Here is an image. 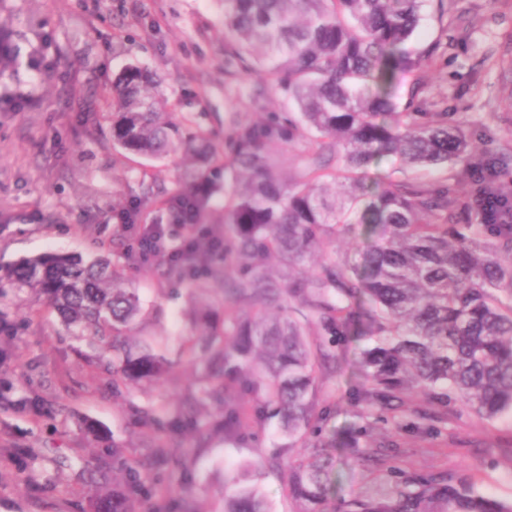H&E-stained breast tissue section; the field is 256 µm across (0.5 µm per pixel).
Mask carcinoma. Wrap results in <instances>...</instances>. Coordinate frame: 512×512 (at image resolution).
Listing matches in <instances>:
<instances>
[{"label": "carcinoma", "instance_id": "1", "mask_svg": "<svg viewBox=\"0 0 512 512\" xmlns=\"http://www.w3.org/2000/svg\"><path fill=\"white\" fill-rule=\"evenodd\" d=\"M422 0H224V54L239 70L262 68L294 100L296 114L253 121L231 142L237 188L224 214L232 250L242 263L229 279L219 252L164 261L166 276L183 281L202 270L197 290L221 294L225 317L194 301L199 335L180 353L196 366L178 398L133 408L153 429L144 458L125 465V486L96 503L98 512H135L140 469L174 462L177 471L157 486L164 498L180 494V512H202L192 468L177 457L185 429L203 451L216 435L233 439L276 411L289 446L306 454L289 465L288 497L300 512H326L336 440L306 445L320 422L319 382L336 374L330 349L346 336L371 342L362 366L368 405L385 407L398 393H416L440 408L453 402L480 419L512 415V202L502 201L497 222L485 212L488 180L471 179L455 191L423 182L392 180L373 200L363 199L370 166L394 156L400 166L462 164L478 154L443 112H397L388 89L397 73L424 58L405 48ZM112 109V148L156 162L182 159L178 187L158 200L147 173L129 204L112 206L115 223L152 220L165 252L177 254L170 224L213 217L215 181L224 155L210 131L173 121L159 81L131 64L105 85ZM316 149L314 165L285 179L273 154L281 142ZM341 150L339 169L323 165ZM368 224L374 240L358 263L326 264L303 275L309 257ZM125 265L97 256L49 252L0 265V295L25 291L49 306L66 331L84 343L80 357L101 366L105 383L121 396L141 382L177 384L174 364L155 350L157 337L132 342L126 332L141 316ZM257 392V405L237 400ZM5 401L36 414L41 396L29 390ZM224 493V512H270L245 468ZM343 512H512V501L479 492L465 475L421 477L404 486L366 492Z\"/></svg>", "mask_w": 512, "mask_h": 512}]
</instances>
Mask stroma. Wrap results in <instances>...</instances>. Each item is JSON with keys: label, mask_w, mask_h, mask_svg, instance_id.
I'll list each match as a JSON object with an SVG mask.
<instances>
[{"label": "stroma", "mask_w": 512, "mask_h": 512, "mask_svg": "<svg viewBox=\"0 0 512 512\" xmlns=\"http://www.w3.org/2000/svg\"><path fill=\"white\" fill-rule=\"evenodd\" d=\"M406 47L424 61L398 75L392 89L400 112H444L462 126L482 159L495 161L498 180L512 181V0H424ZM0 23L17 63L0 74V93L20 89L30 99L0 112V263L43 252L88 254L104 245L122 263L128 240L112 218V202L131 200L143 159L112 148V115L102 107V84L139 64L163 80L176 118L190 117L227 152L239 123L295 106L285 89L261 71L228 73L224 63V0H0ZM130 273L157 316L141 322L167 355L194 335L187 315L190 281L173 282L152 259ZM0 377L14 393L37 388L40 414L0 405V512H90L103 487L122 486L112 445L141 457L151 428L130 417L170 395L166 384L139 385L113 396L98 370L70 348L56 314L37 313L27 293L0 298ZM365 341L336 349V377L324 382L318 405L322 438H335L336 465L328 508L342 512L361 489L416 474L462 473L490 496L512 500V417L487 421L448 407L442 431L431 427L436 407L414 394L379 418L362 414L366 383L359 366ZM95 422L100 442L86 437ZM277 419L234 441L213 440L194 465L193 489L209 512H222L224 489L237 467L253 464L252 479L273 512H295L288 498V465L296 456ZM169 469L140 472L139 512H180L178 495L158 499Z\"/></svg>", "instance_id": "obj_1"}]
</instances>
